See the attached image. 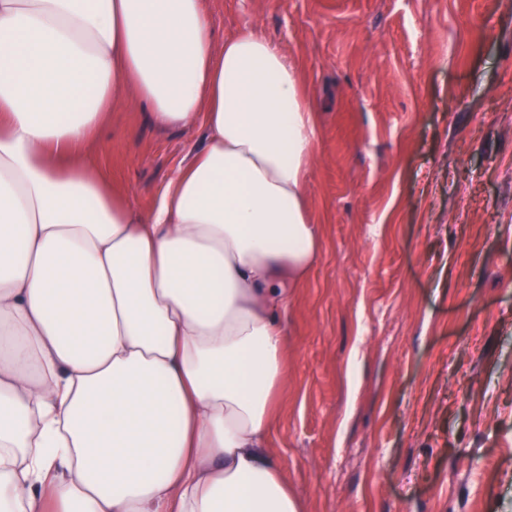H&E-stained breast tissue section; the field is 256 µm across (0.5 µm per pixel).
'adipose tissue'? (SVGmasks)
I'll return each mask as SVG.
<instances>
[{
	"mask_svg": "<svg viewBox=\"0 0 512 512\" xmlns=\"http://www.w3.org/2000/svg\"><path fill=\"white\" fill-rule=\"evenodd\" d=\"M203 124L148 211L112 112ZM317 116L206 0H0V512H303L269 447Z\"/></svg>",
	"mask_w": 512,
	"mask_h": 512,
	"instance_id": "obj_1",
	"label": "adipose tissue"
}]
</instances>
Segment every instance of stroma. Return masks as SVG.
Masks as SVG:
<instances>
[{"mask_svg":"<svg viewBox=\"0 0 512 512\" xmlns=\"http://www.w3.org/2000/svg\"><path fill=\"white\" fill-rule=\"evenodd\" d=\"M318 112L321 247L271 446L305 512H512V0H208ZM203 125L128 102L92 153L149 210Z\"/></svg>","mask_w":512,"mask_h":512,"instance_id":"stroma-1","label":"stroma"}]
</instances>
